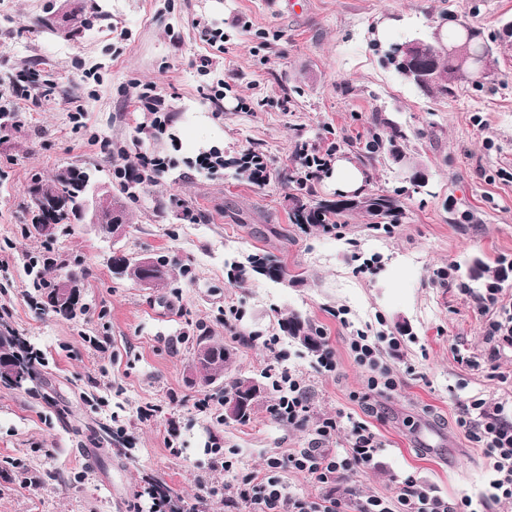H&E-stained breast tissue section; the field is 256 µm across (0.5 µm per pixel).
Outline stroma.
I'll return each mask as SVG.
<instances>
[{
  "mask_svg": "<svg viewBox=\"0 0 512 512\" xmlns=\"http://www.w3.org/2000/svg\"><path fill=\"white\" fill-rule=\"evenodd\" d=\"M74 9L87 26L67 25ZM441 22L467 23L497 43L498 75L443 95L397 73L389 46L431 38ZM508 22L512 0H0V91L31 71L52 82L9 97L17 121L0 130V323L42 357L34 383H0V512H126L134 499L152 512L154 487L178 510L209 473L212 436L234 462L210 473L222 488L271 455L312 447L318 421L336 416L367 422L381 444L375 467L337 482V495L353 487L391 499L410 476L441 497L488 492L485 450L455 418L475 399L512 413V346L488 362L489 318L475 303L486 287L468 278L475 263L494 274L512 263V48L498 43ZM205 26L223 31V49L201 41ZM203 55L207 76L195 66ZM228 72L223 103L206 99L203 87ZM144 83L165 97L163 131L137 102ZM78 107L79 130L70 118ZM391 123L424 185L409 182L390 153L364 158L366 142ZM95 135L112 154L92 145ZM331 142L337 159L362 169L367 192L399 199L400 223L376 230L361 212L325 227L291 222V195L311 202L337 190L323 177L298 189L287 161L298 145ZM213 147L228 161L265 154L269 180L194 167ZM119 151L168 163L157 184L127 199L120 239L85 224L50 242L28 233L33 177L88 167L115 192ZM118 250L166 257L171 279L144 288L115 278ZM255 254L276 259L284 277L231 279L230 261ZM32 257L50 258L49 281L83 271L74 316L29 304ZM292 314L323 332L336 372H316V354L280 331ZM360 331L397 339L384 349L395 390L370 389L349 348ZM201 335L231 353L207 387L189 381ZM460 354L471 365L457 363ZM271 365L303 379L305 425L274 419L270 389L244 424L223 420L220 401L197 411L225 383L263 378ZM148 403L158 412L143 423L137 410Z\"/></svg>",
  "mask_w": 512,
  "mask_h": 512,
  "instance_id": "35a3bbf8",
  "label": "stroma"
}]
</instances>
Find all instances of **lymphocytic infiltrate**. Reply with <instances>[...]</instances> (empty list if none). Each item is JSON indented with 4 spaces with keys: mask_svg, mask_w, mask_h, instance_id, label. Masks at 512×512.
Wrapping results in <instances>:
<instances>
[{
    "mask_svg": "<svg viewBox=\"0 0 512 512\" xmlns=\"http://www.w3.org/2000/svg\"><path fill=\"white\" fill-rule=\"evenodd\" d=\"M165 159L147 153L125 156L122 164L114 170L121 181L138 187L155 184L163 175ZM350 350L355 361L370 372L371 388L395 389L396 380L381 362L377 342L360 334L352 338ZM280 397L272 409L273 415L282 423L293 427L302 426L309 413L308 396L302 380L287 369L269 367ZM457 424L473 441L484 447L491 463L492 478L489 482V499L503 505H512V421L508 420L502 407H489L480 400L461 406ZM340 422L335 418L322 419L314 430V448L277 454L268 458L262 472L249 471L238 477L231 494L221 495L213 486L210 475L218 470L233 467L221 446L211 450L208 473L198 478L199 493L186 512H239L248 507L249 512H468L472 505L470 497L452 502L446 498L430 495L414 478H406L394 499L376 496L363 497L356 492L338 497L326 494L316 501H307L290 495L284 490L281 472L296 471L310 475L319 484L329 487L340 479L367 469L380 443L369 425L361 421L351 422L348 427L347 448L333 454H320L316 445L328 441L335 435Z\"/></svg>",
    "mask_w": 512,
    "mask_h": 512,
    "instance_id": "1",
    "label": "lymphocytic infiltrate"
}]
</instances>
